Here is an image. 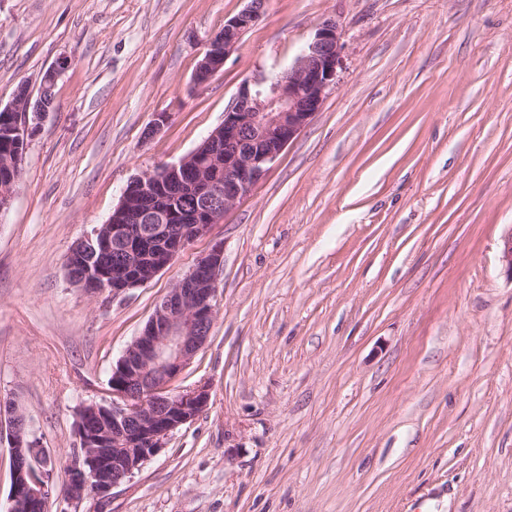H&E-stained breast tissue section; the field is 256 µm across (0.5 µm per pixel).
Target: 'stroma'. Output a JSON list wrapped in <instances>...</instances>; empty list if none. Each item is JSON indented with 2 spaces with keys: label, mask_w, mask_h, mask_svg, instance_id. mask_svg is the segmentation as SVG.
<instances>
[{
  "label": "stroma",
  "mask_w": 512,
  "mask_h": 512,
  "mask_svg": "<svg viewBox=\"0 0 512 512\" xmlns=\"http://www.w3.org/2000/svg\"><path fill=\"white\" fill-rule=\"evenodd\" d=\"M245 5L0 0V105L72 62L0 213V398L54 461L47 512L67 507L77 408L111 399L127 345L218 244L210 337L171 383H208L206 409L76 512H512V0H267L193 89ZM329 18L337 83L251 195L141 286L71 283V248L126 185L191 153ZM247 6L238 14L224 22V28L214 33L205 43L202 57L198 61L194 74L195 87L206 86L211 79L224 70V63L234 52L243 36L261 19L265 0H247Z\"/></svg>",
  "instance_id": "obj_1"
}]
</instances>
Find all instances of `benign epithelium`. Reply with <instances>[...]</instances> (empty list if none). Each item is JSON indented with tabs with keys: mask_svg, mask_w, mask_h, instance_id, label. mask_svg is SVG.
I'll return each mask as SVG.
<instances>
[{
	"mask_svg": "<svg viewBox=\"0 0 512 512\" xmlns=\"http://www.w3.org/2000/svg\"><path fill=\"white\" fill-rule=\"evenodd\" d=\"M265 0L247 6L224 22V28L205 43L193 84L206 86L224 70V63L243 36L261 19ZM343 43L333 19L323 21L312 41L288 70L272 77L245 80L224 110V123L176 164L131 180L105 224L81 239L67 256V268L82 270L91 293L116 296L149 281L169 266L189 244L207 234L237 202L249 196L282 152L298 138L336 84L342 65ZM70 61L59 58L42 75L38 95L21 87L5 111L16 113L12 134L27 138L30 121H39L53 108L46 92L54 87ZM193 197L192 211L166 212L155 206L157 193ZM98 236L99 249L116 251L112 268L96 262L90 247ZM500 259L512 275V230L501 241ZM223 253L218 247L201 257L192 270L167 292L146 328L124 350L112 368V400L90 406L89 413L105 414L112 426L103 430L77 428L80 448L67 469L64 500L77 505L92 498L103 502L112 490L129 480L143 463L166 447L169 436L193 420L208 405V385L174 390L171 382L205 345L215 319L214 299ZM8 427L11 455L20 467L21 481L9 492L6 512H46L53 477L44 472L49 457H35L40 442L29 435L25 416L8 402L0 422ZM112 438V447H95L98 436Z\"/></svg>",
	"mask_w": 512,
	"mask_h": 512,
	"instance_id": "1",
	"label": "benign epithelium"
}]
</instances>
